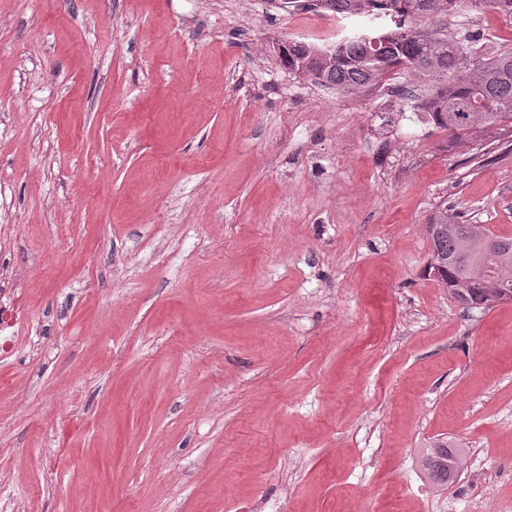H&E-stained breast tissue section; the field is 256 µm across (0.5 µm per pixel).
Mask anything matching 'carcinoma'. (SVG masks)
<instances>
[{
  "instance_id": "1",
  "label": "carcinoma",
  "mask_w": 512,
  "mask_h": 512,
  "mask_svg": "<svg viewBox=\"0 0 512 512\" xmlns=\"http://www.w3.org/2000/svg\"><path fill=\"white\" fill-rule=\"evenodd\" d=\"M338 13H360L370 19L394 14L400 24L379 48L360 36L333 44V50L304 42L288 44V65L329 85L354 90L391 70L418 72L431 80L425 94L402 86L399 95L425 112L452 137L466 140L475 124L512 128V48L495 52L472 35L450 37L421 28L427 19L480 11L490 7L512 18V0H316ZM464 221L443 214V226L431 236L432 249L448 260L446 275L474 307L484 299L483 281L512 290V238L496 237L497 250L488 254L486 240L465 231ZM465 453L456 444L436 441L423 451L421 464L438 486L458 477Z\"/></svg>"
}]
</instances>
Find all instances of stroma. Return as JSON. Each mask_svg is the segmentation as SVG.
I'll return each mask as SVG.
<instances>
[{
  "label": "stroma",
  "mask_w": 512,
  "mask_h": 512,
  "mask_svg": "<svg viewBox=\"0 0 512 512\" xmlns=\"http://www.w3.org/2000/svg\"><path fill=\"white\" fill-rule=\"evenodd\" d=\"M368 24L0 0V512H512V303L424 273L438 209L512 236V132L274 51ZM438 26L512 47L491 9ZM465 459V453L448 441H436L426 448L421 464L429 478L438 486H448L458 477V467Z\"/></svg>",
  "instance_id": "stroma-1"
}]
</instances>
